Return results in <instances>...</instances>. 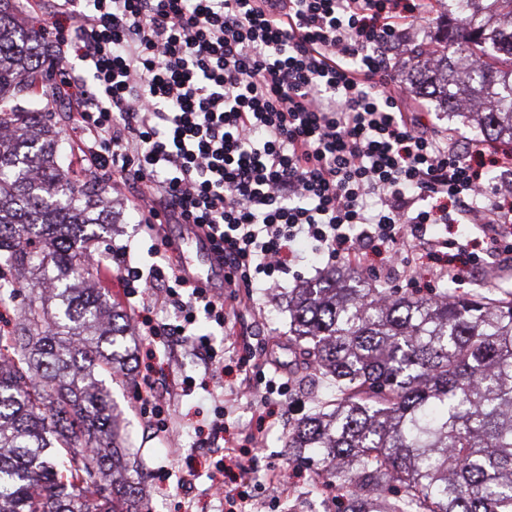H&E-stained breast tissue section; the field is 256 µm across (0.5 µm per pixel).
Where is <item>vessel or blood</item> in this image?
Instances as JSON below:
<instances>
[{"label": "vessel or blood", "mask_w": 512, "mask_h": 512, "mask_svg": "<svg viewBox=\"0 0 512 512\" xmlns=\"http://www.w3.org/2000/svg\"><path fill=\"white\" fill-rule=\"evenodd\" d=\"M175 247L185 277L206 288H225L224 268L217 262L209 239L196 226L183 225Z\"/></svg>", "instance_id": "vessel-or-blood-1"}]
</instances>
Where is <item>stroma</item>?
I'll return each instance as SVG.
<instances>
[{"mask_svg": "<svg viewBox=\"0 0 512 512\" xmlns=\"http://www.w3.org/2000/svg\"><path fill=\"white\" fill-rule=\"evenodd\" d=\"M415 110L427 117L433 129H454L459 150H466L470 141L483 137L464 117L442 112L431 102H416ZM112 221L110 232L97 246L98 251L108 253L113 269L126 265L149 269L153 263L152 241L139 215L119 204L113 208ZM346 265V260L330 259L312 243H297L295 257L287 274L280 276L275 292L254 288L252 300L241 306L239 316L233 320L235 336H243L244 345H236L233 338L217 337V346L224 349L222 384H213L203 363L189 349H179L172 357L162 342L151 345L154 355L150 363L161 386L176 388L186 378L195 382L191 393L178 395L171 406L172 438H155L146 431L135 404L136 380L125 375L108 380L112 400L124 419L126 445L138 454L149 512H227L223 497L213 494L210 485L215 465L228 447L259 457V468L248 490L253 512H336L341 488L316 480L313 467L295 460L288 452L290 424L305 415L314 399L325 395L328 387L310 377L300 358L288 348L286 300L289 289ZM360 270L366 281L379 288L428 293L446 287L492 298L512 293V255L491 258L484 268L466 266L457 281L446 285L427 278L410 280L400 262L385 254L369 256ZM248 352L266 358L267 364L263 371L254 372V386L244 391L240 388V371ZM272 376L286 382L285 391L266 394L261 380ZM219 409L224 412L226 431L223 440L215 442L209 439L206 427ZM262 414L267 417L264 440L257 446L248 434ZM163 465L169 468L165 480L157 477ZM282 469L288 477L281 488H273L270 478ZM186 476L194 483V491L189 495L181 487Z\"/></svg>", "mask_w": 512, "mask_h": 512, "instance_id": "1", "label": "stroma"}]
</instances>
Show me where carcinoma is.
Listing matches in <instances>:
<instances>
[{
  "mask_svg": "<svg viewBox=\"0 0 512 512\" xmlns=\"http://www.w3.org/2000/svg\"><path fill=\"white\" fill-rule=\"evenodd\" d=\"M427 25L439 67L408 46L410 85L512 145V0H448ZM44 56L0 0V303L29 285L0 334V512H146L103 380L127 370V320L86 264L112 201L66 175L71 148L37 103ZM288 312L330 388L288 448L346 489L336 512H512V293H398L347 267L288 291Z\"/></svg>",
  "mask_w": 512,
  "mask_h": 512,
  "instance_id": "obj_1",
  "label": "carcinoma"
}]
</instances>
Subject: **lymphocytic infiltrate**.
<instances>
[{
    "label": "lymphocytic infiltrate",
    "mask_w": 512,
    "mask_h": 512,
    "mask_svg": "<svg viewBox=\"0 0 512 512\" xmlns=\"http://www.w3.org/2000/svg\"><path fill=\"white\" fill-rule=\"evenodd\" d=\"M25 0L54 39L59 90L86 141L87 174L112 177L135 206L160 264L98 275L134 315L164 286L170 323L148 338L187 335L198 317L222 334L240 289L276 287L295 243L364 260L434 249L433 224L481 228L491 253H511L512 151L458 150L418 122L390 46L420 30L426 0ZM498 170L488 180L486 168ZM165 224H193L224 261L228 297L190 287ZM154 433L172 397L140 378Z\"/></svg>",
    "instance_id": "obj_1"
}]
</instances>
